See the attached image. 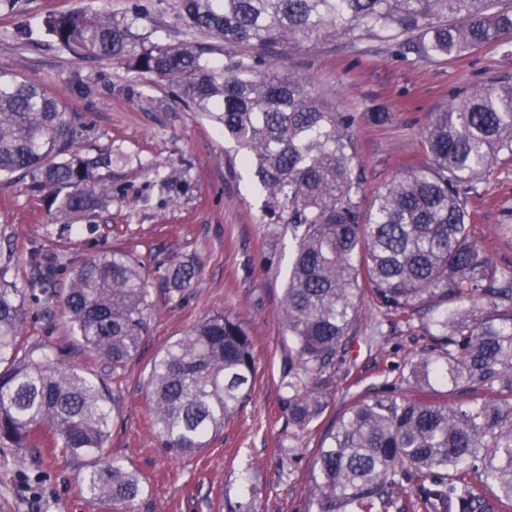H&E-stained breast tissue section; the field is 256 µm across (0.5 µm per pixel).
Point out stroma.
Returning <instances> with one entry per match:
<instances>
[{
  "instance_id": "obj_1",
  "label": "stroma",
  "mask_w": 512,
  "mask_h": 512,
  "mask_svg": "<svg viewBox=\"0 0 512 512\" xmlns=\"http://www.w3.org/2000/svg\"><path fill=\"white\" fill-rule=\"evenodd\" d=\"M137 5L146 11L133 26L138 42L191 38L179 0H0V69L42 84L76 113L81 154L109 150L117 156L107 177L111 206L76 222L51 219L28 181L0 178V253L10 256L20 285L32 250L79 261L125 247L141 266L151 305L148 334L119 371L93 359L68 335L57 301L31 312L26 346L64 347L68 365L114 396L105 454L131 466L145 486L135 512H229L246 497L260 512H308L326 425L341 417L352 396L393 383L408 358L431 347L434 316L405 322L365 302L349 332L329 408L308 430L289 427L281 407L288 334L280 321L288 265L265 267L261 198L236 144L193 112L168 82L134 81L118 64L76 59L43 25L46 17L77 8L131 21ZM275 63L300 76L336 111L354 115L352 134L370 199L404 165L422 158L427 113L512 73V54L497 45L457 59L423 61L396 56L376 42L323 40L288 46ZM375 109L388 112V120L370 121ZM164 177L171 180L165 190L159 187ZM481 190L472 230L500 267L512 268V237L499 233L500 225L512 224V163L494 165ZM174 262L200 267L180 295L163 280ZM217 313L246 325L258 356L257 378L245 406L207 448L174 456L152 427L143 380L159 350ZM88 465L44 448L0 447V512H112L80 492L78 473Z\"/></svg>"
}]
</instances>
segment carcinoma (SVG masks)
Instances as JSON below:
<instances>
[{
    "label": "carcinoma",
    "mask_w": 512,
    "mask_h": 512,
    "mask_svg": "<svg viewBox=\"0 0 512 512\" xmlns=\"http://www.w3.org/2000/svg\"><path fill=\"white\" fill-rule=\"evenodd\" d=\"M503 0H180L189 27L224 42V63L195 42L139 45L141 18L118 22L83 9L50 16L48 33L72 55L112 60L136 77L172 83L195 112L243 151L264 196L261 223L277 247L293 245L282 301L288 332L282 406L298 431L318 422L364 296L391 316L440 311L434 346L406 364L403 384L354 400L327 427L310 490L315 512H512V271L472 231V203L493 165L512 162V75L429 113L426 160L387 183L370 208L352 136L353 118L270 63L290 44L329 36L375 41L407 57L451 59L512 38ZM67 105L42 85L0 69V176L44 191L50 214L81 220L112 205ZM67 275L70 330L94 358L122 369L137 354L148 290L131 253L114 247L66 264L31 252L26 287L0 261V446L54 445L72 459L101 457L110 436V394L60 362L63 350H24L30 311ZM193 263L166 278L190 287ZM256 376L252 336L214 314L156 356L146 400L164 447H206L248 398ZM448 388L451 404L438 396ZM81 488L112 512L144 495L118 460L85 469Z\"/></svg>",
    "instance_id": "carcinoma-1"
}]
</instances>
